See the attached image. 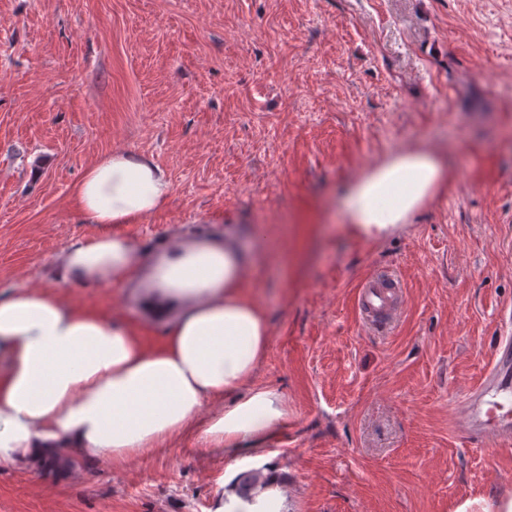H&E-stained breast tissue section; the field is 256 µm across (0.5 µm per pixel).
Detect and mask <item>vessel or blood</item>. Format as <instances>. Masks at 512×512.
<instances>
[{"instance_id": "obj_1", "label": "vessel or blood", "mask_w": 512, "mask_h": 512, "mask_svg": "<svg viewBox=\"0 0 512 512\" xmlns=\"http://www.w3.org/2000/svg\"><path fill=\"white\" fill-rule=\"evenodd\" d=\"M400 286V279L393 274H373L360 283L355 305L366 324L376 329L388 326ZM454 415L471 444L482 446L490 440L499 445L512 444L511 337H497L482 381L456 397Z\"/></svg>"}]
</instances>
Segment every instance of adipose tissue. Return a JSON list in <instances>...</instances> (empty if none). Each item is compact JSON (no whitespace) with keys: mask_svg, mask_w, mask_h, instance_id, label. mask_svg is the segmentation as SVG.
Here are the masks:
<instances>
[{"mask_svg":"<svg viewBox=\"0 0 512 512\" xmlns=\"http://www.w3.org/2000/svg\"><path fill=\"white\" fill-rule=\"evenodd\" d=\"M446 182L439 151L402 150L348 183L340 205L349 223L376 236L408 223ZM171 192L149 157L123 150L99 157L72 197L82 220L103 232L68 245L56 272L62 286L146 284L160 345L42 290L0 296V469L62 452L71 461L107 454L118 464L189 431L199 447L235 456L285 425L282 396L254 382L270 331L265 312L241 292L249 257L201 239L169 241L151 258L113 232L162 209ZM219 399L223 411L208 413ZM285 484L281 470L269 467L247 501L226 470L223 512H289Z\"/></svg>","mask_w":512,"mask_h":512,"instance_id":"adipose-tissue-1","label":"adipose tissue"}]
</instances>
